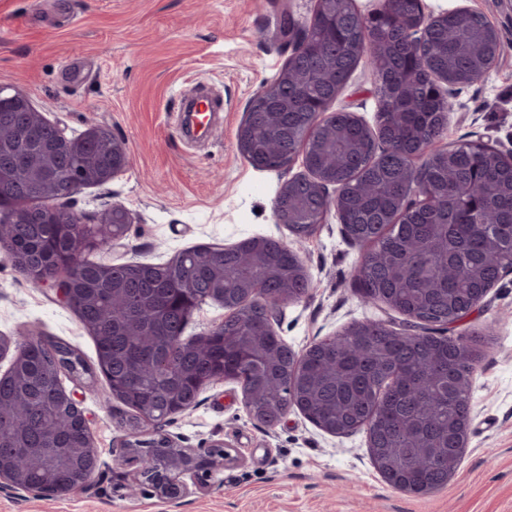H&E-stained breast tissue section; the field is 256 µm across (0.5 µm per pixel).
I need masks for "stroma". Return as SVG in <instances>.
Returning a JSON list of instances; mask_svg holds the SVG:
<instances>
[{"label": "stroma", "instance_id": "35a3bbf8", "mask_svg": "<svg viewBox=\"0 0 512 512\" xmlns=\"http://www.w3.org/2000/svg\"><path fill=\"white\" fill-rule=\"evenodd\" d=\"M425 12L465 6L512 43V0H423ZM274 0H0V85L71 136L111 128L130 152L128 170L74 198L86 218L120 204L135 216L123 261L163 263L198 243L233 245L254 236L291 241L276 224L282 177L254 169L237 150V129L256 91L289 51L270 41ZM375 75L360 61L334 109L377 122ZM207 86L224 99L212 144L190 147L169 110L177 94ZM441 145L480 142L512 154V54L460 87ZM297 252L314 284L284 305L275 330L295 352L367 319L396 313L364 304L353 274L364 246L345 239L335 215ZM481 353L472 379L469 446L458 475L428 495L389 488L375 469L365 431L332 436L298 410L269 429L254 421L237 381L203 388L164 430L181 446L221 442L231 458L206 486L162 499L134 485L122 444L131 410L106 378H65L89 419L99 469L67 495L0 485V512H512V273L450 330ZM0 335L51 336L96 365L95 344L54 291L33 287L0 257Z\"/></svg>", "mask_w": 512, "mask_h": 512}]
</instances>
